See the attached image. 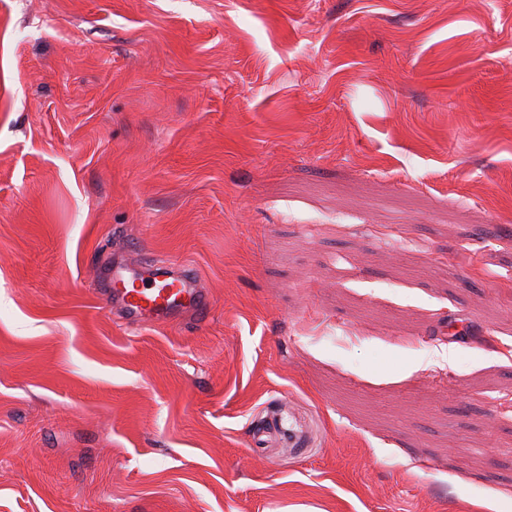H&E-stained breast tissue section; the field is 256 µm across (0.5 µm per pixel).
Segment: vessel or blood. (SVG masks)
Here are the masks:
<instances>
[{"instance_id":"1","label":"vessel or blood","mask_w":512,"mask_h":512,"mask_svg":"<svg viewBox=\"0 0 512 512\" xmlns=\"http://www.w3.org/2000/svg\"><path fill=\"white\" fill-rule=\"evenodd\" d=\"M111 275L112 290L105 301L120 309L125 321L133 326L169 321L186 312L198 314L211 305L196 274L181 266L117 263Z\"/></svg>"}]
</instances>
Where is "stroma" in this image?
I'll return each mask as SVG.
<instances>
[{
    "label": "stroma",
    "mask_w": 512,
    "mask_h": 512,
    "mask_svg": "<svg viewBox=\"0 0 512 512\" xmlns=\"http://www.w3.org/2000/svg\"><path fill=\"white\" fill-rule=\"evenodd\" d=\"M0 512H512V0H0ZM112 292L107 304L119 308L129 325L169 321L179 315L210 308V296L196 274L182 266L155 264L132 267L112 265Z\"/></svg>",
    "instance_id": "35a3bbf8"
}]
</instances>
